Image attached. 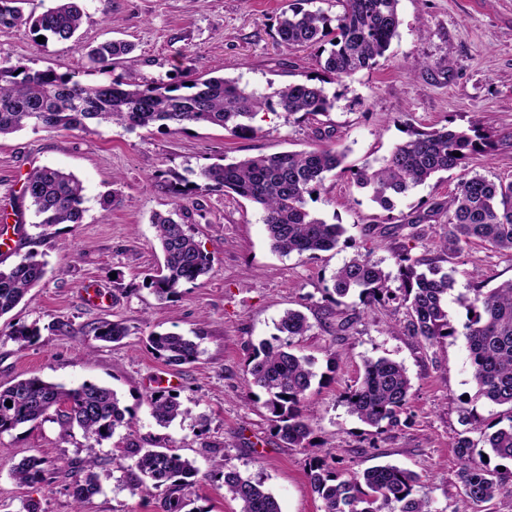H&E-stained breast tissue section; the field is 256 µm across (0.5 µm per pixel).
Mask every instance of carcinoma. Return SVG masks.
I'll use <instances>...</instances> for the list:
<instances>
[{
    "mask_svg": "<svg viewBox=\"0 0 512 512\" xmlns=\"http://www.w3.org/2000/svg\"><path fill=\"white\" fill-rule=\"evenodd\" d=\"M26 0H0V25L21 24L44 37L72 39L79 30L83 11L79 0H55L40 15H26ZM340 14L291 7L282 13L277 35L280 44L319 49L317 66L323 76L282 86L271 93L246 90L235 80L205 78L189 71L182 80L142 81L116 77L86 84L70 74L52 69L35 70L23 60L0 66V138L26 128L60 131L90 127L121 126L126 129L157 127L180 132L192 125H216L235 135L257 131L253 121L264 111L299 114L306 120L328 113L335 97L329 96L326 79L341 80L376 65L398 36L399 0H338ZM134 46L123 40L100 44L88 50L93 68L105 73L118 62L131 61ZM490 119L466 128L442 126L427 131L412 130L397 144L378 168L365 166L354 172L356 183L371 193L383 210L392 211L395 200L425 184L435 175L457 169L466 161L486 153ZM461 156H456V153ZM347 154L331 145L303 151L259 155L230 163H213L196 173V180L175 178L174 194L222 189L251 201L263 212L271 248L281 255L329 251L345 233L341 224H328L306 208V197L322 185L325 174L347 170ZM22 198L29 200L38 218L41 235H51L60 224L83 223L84 187L72 173L42 167L27 173ZM448 213V232L440 249L456 256L480 243L512 251V182L494 181L477 171L463 175L448 200L431 212ZM188 216L179 208L152 218L155 238L163 253V264L147 275L146 287L160 300L169 301L179 288L196 282L211 269V257L187 225ZM400 285L391 287V276L369 255L356 252L336 269L333 294L343 298L358 294L368 305L399 301L407 318L403 329L432 345L457 334L448 318V292L452 274L438 265L421 270L424 260L407 253L394 254ZM45 276V264L25 255L6 269L0 268V318L10 313ZM458 303L471 315L464 324L472 377L478 396L508 406V424L483 433V445L492 455L512 461V280L495 288L473 289ZM7 336L29 342L37 330L7 322ZM312 328L306 316L288 310L276 325L277 333L260 342L247 361L251 383L266 395L264 406L272 414L276 433L289 448H307L313 429L307 392L317 377L315 360L293 352V339ZM102 341L120 342L130 336L122 322H105L94 329ZM148 343L154 353L171 364L193 362L198 345L178 333H152ZM411 380L400 362L387 357L367 359L363 375L344 393L350 415L381 434L401 421L409 402ZM12 406H7L6 401ZM151 415L163 426L186 414L177 396L154 390L147 396ZM117 393L104 386L83 383L76 388L33 376L0 386V433L25 424L54 421L63 434L75 426L94 441L111 438L129 425ZM456 453L461 461L459 479L467 498L484 504L500 495L512 496V479L500 468L491 469L475 456L477 443L466 433L458 434ZM138 473L134 488L163 495L165 512H182L186 492L196 483L199 470L179 454L142 448L132 439L113 457L115 468L125 461ZM63 467L30 456L11 466L20 485L48 481V475ZM309 480L321 499V512H431L414 496L418 476L392 464L365 469L360 476L343 478L323 457H315ZM71 496L82 504L103 490L112 474L99 469L97 449H86V458L76 470L67 469ZM224 489L240 504L239 512H281L275 496L264 482L236 470H224Z\"/></svg>",
    "mask_w": 512,
    "mask_h": 512,
    "instance_id": "obj_1",
    "label": "carcinoma"
}]
</instances>
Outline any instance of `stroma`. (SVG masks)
<instances>
[{"label": "stroma", "mask_w": 512, "mask_h": 512, "mask_svg": "<svg viewBox=\"0 0 512 512\" xmlns=\"http://www.w3.org/2000/svg\"><path fill=\"white\" fill-rule=\"evenodd\" d=\"M292 0H83L78 41L38 42L27 26L0 25V63L24 58L30 67L75 74L85 83L104 80L89 64L88 47L111 40L134 46L131 72L142 81L169 80L184 68L238 80L269 92L301 82L316 70L315 48L279 44L277 24ZM399 35L378 65L336 82L328 115L300 120L260 113L256 134L238 137L224 128L191 126L168 134L115 126L93 131L25 129L0 139V219L19 221L18 255H35L46 275L0 320L36 327L31 343L0 336V385L38 376L76 387L89 382L115 390L127 406L128 428L98 445L100 464L113 476L83 512H164L159 494L135 490L136 471H113L112 452L124 436L141 447L167 448L199 470L187 499L189 512H238L239 505L214 476L217 464L262 479L281 512H320L310 486L313 454H330L344 476L389 462L416 472L415 495L431 512H512V497L474 506L466 501L455 441L469 431L481 441V425L505 418L507 409L476 396L464 335L435 345L398 331L405 307L367 308L358 296L337 300L327 291L338 267L355 252H370L390 273L393 255L437 261L447 213L429 215L447 200L460 170L439 174L413 189L393 212H384L353 172L380 165L407 127L429 130L468 127L492 116L496 148L473 160L472 169L492 180L512 181V0H400ZM330 128L346 151L347 172L328 173L307 208L345 228L336 249L316 255L274 252L258 206L221 191L175 196L173 175L227 159L238 161L317 146L316 128ZM61 168L83 184L82 224H61L40 236L37 219L21 197L25 174ZM182 207L211 270L180 288L169 302L156 299L143 280L162 259L151 219ZM455 284L448 317L463 327L466 311L456 301L470 288L490 289L512 279V253L473 244L450 259ZM303 312L312 329L294 348L316 361L319 381L308 392L313 415L311 449L289 448L276 435L265 397L247 374V359L270 338L285 310ZM352 326L339 334L338 321ZM131 330L122 342L92 333L104 321ZM176 332L198 343L195 361L170 365L147 343L151 333ZM402 363L412 390L398 426L384 434L348 414L342 397L363 373L366 359ZM167 388L189 412L185 420L159 426L146 403L150 391ZM203 432H196L197 421ZM89 444L81 429L61 435L57 424H26L0 433V512H74L64 477L51 484H16L14 463L42 456L80 465Z\"/></svg>", "instance_id": "obj_1"}]
</instances>
